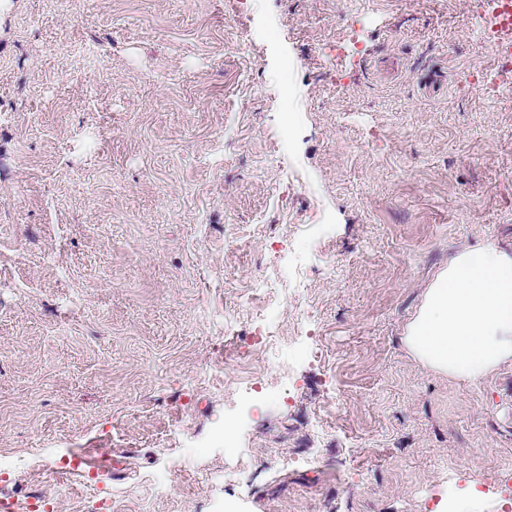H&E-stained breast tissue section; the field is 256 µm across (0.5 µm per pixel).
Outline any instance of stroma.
Listing matches in <instances>:
<instances>
[{
    "mask_svg": "<svg viewBox=\"0 0 512 512\" xmlns=\"http://www.w3.org/2000/svg\"><path fill=\"white\" fill-rule=\"evenodd\" d=\"M492 11L8 0L0 462L53 464L0 501L512 512V363L469 384L404 343L455 255L512 252Z\"/></svg>",
    "mask_w": 512,
    "mask_h": 512,
    "instance_id": "1",
    "label": "stroma"
}]
</instances>
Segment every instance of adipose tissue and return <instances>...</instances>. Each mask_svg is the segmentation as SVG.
Listing matches in <instances>:
<instances>
[{
    "instance_id": "obj_1",
    "label": "adipose tissue",
    "mask_w": 512,
    "mask_h": 512,
    "mask_svg": "<svg viewBox=\"0 0 512 512\" xmlns=\"http://www.w3.org/2000/svg\"><path fill=\"white\" fill-rule=\"evenodd\" d=\"M405 344L424 365L476 383L512 362V254L459 253L427 288Z\"/></svg>"
}]
</instances>
